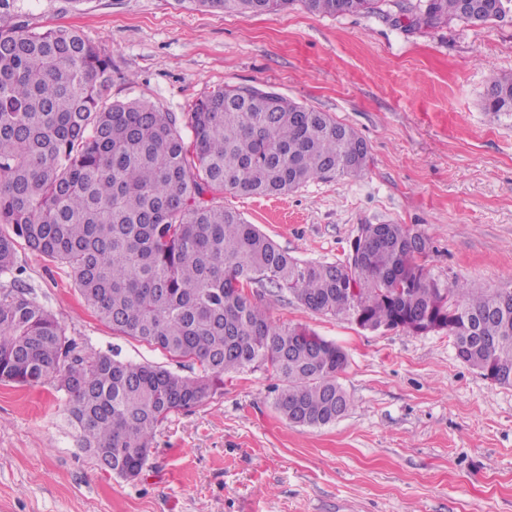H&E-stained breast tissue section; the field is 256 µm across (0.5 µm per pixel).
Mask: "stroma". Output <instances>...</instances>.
Wrapping results in <instances>:
<instances>
[{"label":"stroma","mask_w":512,"mask_h":512,"mask_svg":"<svg viewBox=\"0 0 512 512\" xmlns=\"http://www.w3.org/2000/svg\"><path fill=\"white\" fill-rule=\"evenodd\" d=\"M20 4L19 23L77 29L111 54L112 99L180 115L214 89L252 85L353 127L371 155L361 177L224 195L291 256L344 260L358 225L392 222L427 237L425 265L442 283L512 287V117L484 108L491 78L512 71V25L408 30L397 0L343 16L298 2L259 15L188 0ZM16 265L79 348L189 374L113 335L69 268L21 242ZM260 298L275 323L347 353L345 417L288 425L270 373L228 374L207 403L158 428L127 481L78 448L54 386L0 384V512H512V388L459 362L447 334L370 332L286 293Z\"/></svg>","instance_id":"stroma-1"}]
</instances>
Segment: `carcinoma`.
<instances>
[{"label": "carcinoma", "mask_w": 512, "mask_h": 512, "mask_svg": "<svg viewBox=\"0 0 512 512\" xmlns=\"http://www.w3.org/2000/svg\"><path fill=\"white\" fill-rule=\"evenodd\" d=\"M0 0V276L17 241L67 266L85 302L116 335L198 364L183 376L115 352H82L59 318L23 288L0 292V382L63 392L79 448L124 480L142 473L158 427L198 407L224 375L265 369L291 426L320 428L352 405L344 350L303 326H280L245 289L259 284L307 309L414 333L442 321L455 357L512 387V288L432 283L403 224L380 236L345 278L339 262L301 261L224 206V193L277 196L358 177L371 157L358 132L326 112L253 86L217 89L180 123L144 100L111 101L112 57L77 30L14 22ZM239 14L294 0H190ZM310 12L370 13L380 0H300ZM409 28L458 19L512 24V0H416ZM485 109L512 114V72L491 80ZM192 141L186 142L183 128Z\"/></svg>", "instance_id": "cac0c4a2"}]
</instances>
